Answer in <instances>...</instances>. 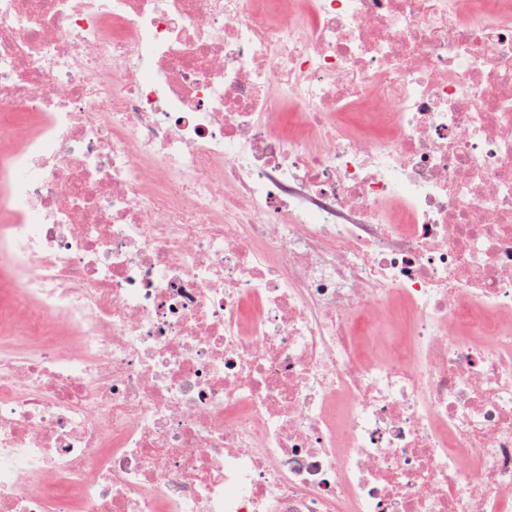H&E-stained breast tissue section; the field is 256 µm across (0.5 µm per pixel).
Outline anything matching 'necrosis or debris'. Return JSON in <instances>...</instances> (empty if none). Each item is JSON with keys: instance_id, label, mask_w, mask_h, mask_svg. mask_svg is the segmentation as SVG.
Returning a JSON list of instances; mask_svg holds the SVG:
<instances>
[{"instance_id": "4bbe7bcc", "label": "necrosis or debris", "mask_w": 512, "mask_h": 512, "mask_svg": "<svg viewBox=\"0 0 512 512\" xmlns=\"http://www.w3.org/2000/svg\"><path fill=\"white\" fill-rule=\"evenodd\" d=\"M0 512H512V0H0Z\"/></svg>"}]
</instances>
